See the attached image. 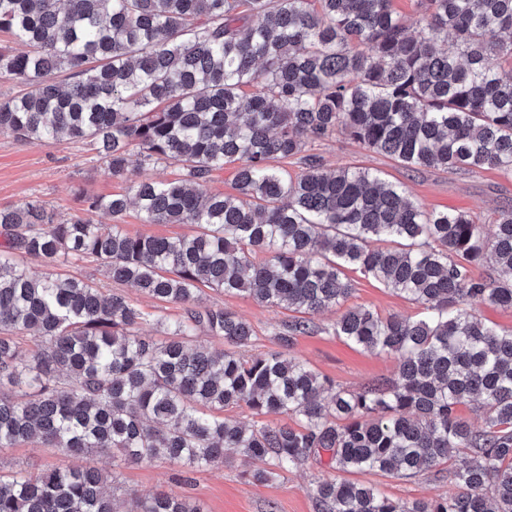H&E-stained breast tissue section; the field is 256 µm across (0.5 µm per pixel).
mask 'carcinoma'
Segmentation results:
<instances>
[{
	"instance_id": "1",
	"label": "carcinoma",
	"mask_w": 512,
	"mask_h": 512,
	"mask_svg": "<svg viewBox=\"0 0 512 512\" xmlns=\"http://www.w3.org/2000/svg\"><path fill=\"white\" fill-rule=\"evenodd\" d=\"M0 31L25 47L0 48V78L24 85L0 98L1 133L89 142L117 179L132 147L183 171L89 197L66 221L37 200L0 209L1 448L38 439L67 460L117 452L188 469L230 451L268 464L250 472L259 482L323 451L343 473L423 476L456 450L468 461L448 473V497L404 502L329 477L316 501L324 512H512V328L476 315L512 309V205L488 229L306 153L340 131L409 170L512 173V0H415L412 20L393 0H0ZM288 159L299 172L277 166ZM227 164L236 194L208 191ZM132 204L146 224L197 231L131 236L118 220ZM97 212L117 223L104 230ZM61 257L92 259L186 313L170 322L21 264ZM349 271L423 308L416 320L365 306L340 315L330 334L398 361L396 378L356 391L291 355L308 321L282 322L278 349L248 356L252 326L201 297L207 287L315 313L347 300ZM148 322L164 340L139 334ZM199 331L230 349L193 343ZM28 332L32 348L19 341ZM470 402L478 424L460 413ZM243 406L297 427L224 417ZM111 481L71 464L1 473L0 512H203L165 492L110 494Z\"/></svg>"
}]
</instances>
